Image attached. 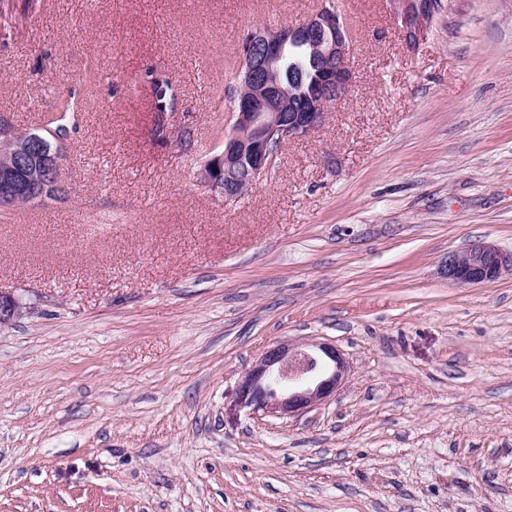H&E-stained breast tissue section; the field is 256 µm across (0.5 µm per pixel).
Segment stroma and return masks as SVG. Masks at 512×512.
<instances>
[{
	"mask_svg": "<svg viewBox=\"0 0 512 512\" xmlns=\"http://www.w3.org/2000/svg\"><path fill=\"white\" fill-rule=\"evenodd\" d=\"M325 2L0 0V117L89 102L65 199L0 217V512H512V275L441 272L512 252V0H441L412 49L389 0H335L348 93L238 200L197 179L244 33ZM305 342L335 395L244 406ZM152 85L155 95V108L157 112H162L165 102L175 97L172 79L165 72H155L152 75ZM504 270L512 271V254L507 255L496 245L484 241L449 252L444 263L445 276L461 286L495 282ZM345 373L336 346L279 343L268 347L244 376L240 399L253 409L290 417L328 398Z\"/></svg>",
	"mask_w": 512,
	"mask_h": 512,
	"instance_id": "stroma-1",
	"label": "stroma"
}]
</instances>
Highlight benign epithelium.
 <instances>
[{"mask_svg": "<svg viewBox=\"0 0 512 512\" xmlns=\"http://www.w3.org/2000/svg\"><path fill=\"white\" fill-rule=\"evenodd\" d=\"M405 44L424 37L437 0H390ZM351 31L334 5L304 21L269 30L255 25L239 49L233 79L231 130L224 149L202 166L199 182L224 201L238 199L273 168L278 153L291 141L308 137L324 122L328 107L340 100L355 76L348 65ZM312 74L307 97L296 103L293 70ZM63 139L47 125L16 133L0 117V211H11L19 197L30 204L56 194L62 183ZM512 271V254L478 241L448 253L444 274L461 285L488 284ZM21 314L17 299L0 293V327ZM345 360L328 343L270 346L244 376L240 399L256 410L293 416L328 398L344 380Z\"/></svg>", "mask_w": 512, "mask_h": 512, "instance_id": "1", "label": "benign epithelium"}]
</instances>
